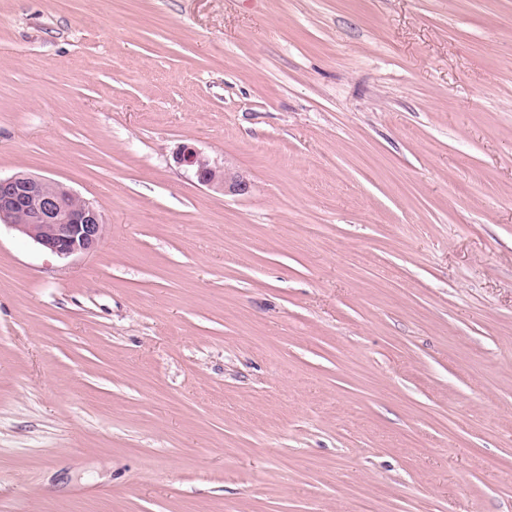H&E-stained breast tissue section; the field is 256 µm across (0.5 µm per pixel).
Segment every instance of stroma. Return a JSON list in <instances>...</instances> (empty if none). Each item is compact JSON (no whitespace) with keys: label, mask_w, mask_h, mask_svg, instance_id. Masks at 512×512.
Returning a JSON list of instances; mask_svg holds the SVG:
<instances>
[{"label":"stroma","mask_w":512,"mask_h":512,"mask_svg":"<svg viewBox=\"0 0 512 512\" xmlns=\"http://www.w3.org/2000/svg\"><path fill=\"white\" fill-rule=\"evenodd\" d=\"M16 173L0 512H512V0H0ZM174 159L178 165L193 169L200 184L221 191L224 195H245L250 191V183L242 175L225 167L223 170L211 165L194 147L182 146ZM0 222L62 259L95 250L106 226L101 211L65 185L25 173L0 177Z\"/></svg>","instance_id":"obj_1"}]
</instances>
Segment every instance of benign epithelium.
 I'll list each match as a JSON object with an SVG mask.
<instances>
[{
	"mask_svg": "<svg viewBox=\"0 0 512 512\" xmlns=\"http://www.w3.org/2000/svg\"><path fill=\"white\" fill-rule=\"evenodd\" d=\"M174 159L193 169L204 186L226 195L250 191V183L242 175L211 165L193 147L182 146ZM0 222L62 259L95 250L106 226L101 211L65 185L25 173L0 177Z\"/></svg>",
	"mask_w": 512,
	"mask_h": 512,
	"instance_id": "benign-epithelium-1",
	"label": "benign epithelium"
}]
</instances>
